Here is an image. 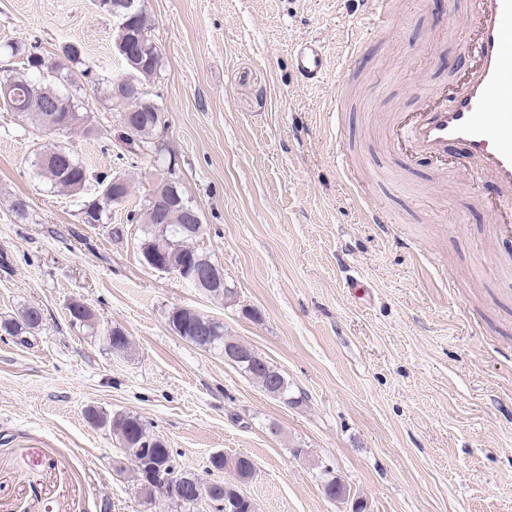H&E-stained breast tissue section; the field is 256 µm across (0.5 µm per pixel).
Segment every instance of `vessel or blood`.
I'll use <instances>...</instances> for the list:
<instances>
[{"label": "vessel or blood", "instance_id": "b4317fda", "mask_svg": "<svg viewBox=\"0 0 512 512\" xmlns=\"http://www.w3.org/2000/svg\"><path fill=\"white\" fill-rule=\"evenodd\" d=\"M475 36L468 46L474 73L457 83L447 107L420 123L394 115L387 124L389 150L413 141L418 150L441 156L462 143L479 172L492 175L504 194L490 211L500 231L512 233V0H473ZM296 73L307 83L322 79L327 57L320 41L293 51Z\"/></svg>", "mask_w": 512, "mask_h": 512}]
</instances>
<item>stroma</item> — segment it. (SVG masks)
Here are the masks:
<instances>
[{"instance_id": "1", "label": "stroma", "mask_w": 512, "mask_h": 512, "mask_svg": "<svg viewBox=\"0 0 512 512\" xmlns=\"http://www.w3.org/2000/svg\"><path fill=\"white\" fill-rule=\"evenodd\" d=\"M145 11L161 52V153L124 150L100 86L76 92L92 135L0 111V316L30 304L44 319L29 344L0 335V512H211L145 502L116 468L110 430L87 422L91 407L141 417L205 482L233 479L214 454L248 456L241 490L256 512H512V236L485 205L496 187L404 160L384 137L392 113L460 75L469 0H399L351 58L356 0H145ZM114 29L93 0H0V45L50 59L76 44L105 80L120 70ZM305 38L345 69L300 80L290 54ZM57 143L91 174L128 177L111 224L83 223L85 194L38 177L32 150ZM170 166L239 305L142 260L126 217ZM358 184L390 225L364 222ZM74 300L122 328L131 352L72 329ZM175 307L222 320L282 371L291 402L174 334ZM328 472L348 498L324 495Z\"/></svg>"}]
</instances>
